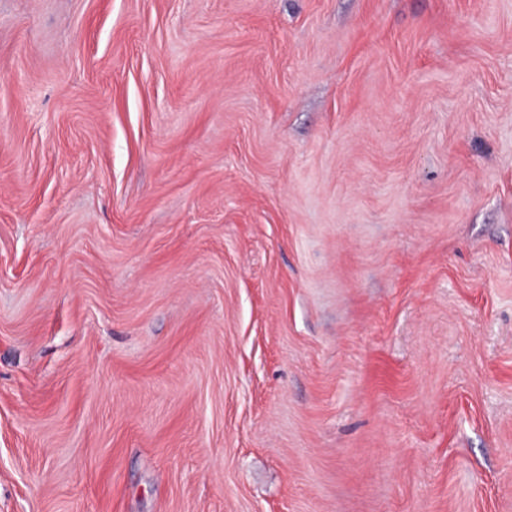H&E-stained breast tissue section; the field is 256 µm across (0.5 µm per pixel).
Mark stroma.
<instances>
[{"label": "stroma", "instance_id": "obj_1", "mask_svg": "<svg viewBox=\"0 0 512 512\" xmlns=\"http://www.w3.org/2000/svg\"><path fill=\"white\" fill-rule=\"evenodd\" d=\"M0 512H512V0H0Z\"/></svg>", "mask_w": 512, "mask_h": 512}]
</instances>
